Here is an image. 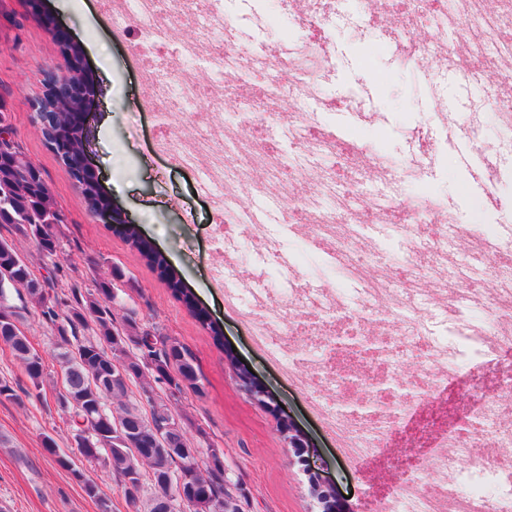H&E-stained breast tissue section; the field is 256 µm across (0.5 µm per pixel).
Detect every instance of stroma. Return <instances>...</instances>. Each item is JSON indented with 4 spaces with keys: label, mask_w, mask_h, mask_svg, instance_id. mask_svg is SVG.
I'll list each match as a JSON object with an SVG mask.
<instances>
[{
    "label": "stroma",
    "mask_w": 512,
    "mask_h": 512,
    "mask_svg": "<svg viewBox=\"0 0 512 512\" xmlns=\"http://www.w3.org/2000/svg\"><path fill=\"white\" fill-rule=\"evenodd\" d=\"M42 11L75 42L90 40L102 49L108 61L103 68L90 53L82 55L84 69L95 82L85 125L92 166L104 187L121 184L112 202L181 274L223 337L215 339L172 294L158 271L88 211L68 169L44 139L30 105L42 97L44 74L61 64L62 53L40 17L32 15L28 0H6L0 8V89L10 92L21 152L42 168L64 214L57 227L60 253L57 259H48L33 240L12 235L2 226L0 236L12 238L36 276L54 274L64 293L93 289L97 276L121 270L127 278L125 307L192 349L204 393L184 394L174 407L187 415L191 439L204 433L222 446L224 477L241 512H322L300 463L304 455L331 481L345 512H379L380 502L417 468L405 452L409 433L391 435L382 456L344 464L313 420L303 394L289 387L276 367L251 348L245 329L224 308L225 289L237 287L248 276L258 287L284 297L291 289L323 284L342 285L353 296L356 285L341 282L336 270L308 249L290 225L269 227L288 257L284 263L254 243L216 237L215 215L207 202L195 197L193 175L152 149L161 120L140 108L147 87L133 59L134 44L113 38L103 0H83L80 7L68 10L59 8L58 0H42ZM224 12L235 21L231 39L257 54L291 45L297 36L279 0H224ZM330 43L332 64L320 76L325 90L362 100L376 116L364 123L349 111L321 112L317 122L366 142L373 156L406 166L403 197L439 201L465 222L479 218L482 199L465 190L467 175L456 162L458 145L448 141L431 110L428 72L401 64L380 27L356 31L340 24L332 30ZM416 128L426 129L435 140V153L419 175L408 170L417 161L410 139ZM364 235L387 261L412 253L414 238L399 225L371 224ZM223 250L233 251L237 261L226 268L224 285L217 288L212 284V266ZM19 323L45 357L49 376L40 398L30 397L23 367L0 344V380H9L17 393L16 400L0 403V512H130L111 469L87 462L71 443L68 421L55 400L63 380L53 357L51 321L29 306L20 308ZM229 348L274 395L278 410L262 406L243 388L224 360ZM286 418L304 433L308 441L304 452L289 447L281 430ZM47 436L100 487L102 500L87 497L81 483L44 451L42 441Z\"/></svg>",
    "instance_id": "stroma-1"
}]
</instances>
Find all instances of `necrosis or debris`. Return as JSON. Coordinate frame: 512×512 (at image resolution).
<instances>
[{
  "instance_id": "obj_1",
  "label": "necrosis or debris",
  "mask_w": 512,
  "mask_h": 512,
  "mask_svg": "<svg viewBox=\"0 0 512 512\" xmlns=\"http://www.w3.org/2000/svg\"><path fill=\"white\" fill-rule=\"evenodd\" d=\"M343 0H298L288 10L297 30L299 52L270 55L255 67L250 49L224 38L230 29L224 0H109L112 35H135V52L152 95L143 111L165 118L190 112L191 133L159 131L155 153L183 168L201 172L199 189L212 202L215 233L246 228L266 238L257 212L243 197L264 198L280 223L292 224L313 240L341 277L360 283V301L339 288H324L318 299L295 296L281 302L266 293L243 307L225 291L224 307L247 328L252 347L263 353L289 384L301 389L343 458L361 461L382 453L388 434L414 425L418 408L441 384L454 379L456 361L440 359L424 322L422 304L434 302L449 316L460 308L483 313L461 333L485 357V369L498 374L496 397L481 396L483 378L470 376L471 405L457 424L435 433L430 423L415 424L411 455L423 473L402 482L380 512H512V243L495 231L475 230L448 216L432 200H399V168L372 157L363 144L322 129L301 112L299 98L339 110L353 99L326 97L320 68L331 62L329 31L342 20ZM356 26L368 28L393 17L386 33L400 58L440 72L466 85L483 84L487 71L499 73L491 113L497 145L484 140L483 105L467 103L461 133L476 152L492 158V193L512 187V166L500 147L512 144V0H357ZM192 36L180 44L183 60L205 59L195 77L168 65L164 46L182 28ZM253 73L252 90L242 91L243 73ZM278 90L265 107L263 86ZM242 93V105H262L254 128L226 134L218 120L229 95ZM363 224H423L415 257L382 262L361 241ZM493 315H485L488 302ZM421 367L406 373L409 359ZM374 392L371 410L345 408L354 388ZM436 440L438 453L424 443Z\"/></svg>"
}]
</instances>
